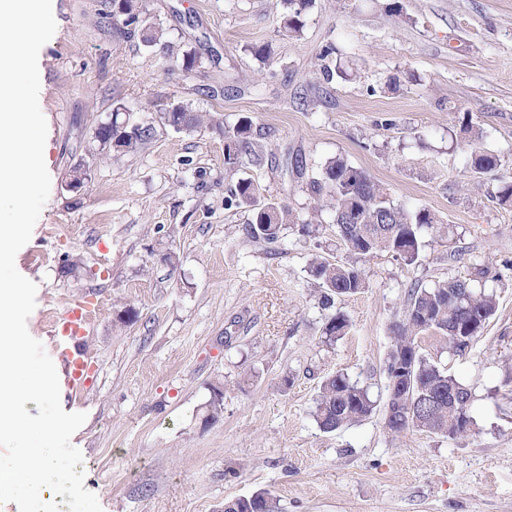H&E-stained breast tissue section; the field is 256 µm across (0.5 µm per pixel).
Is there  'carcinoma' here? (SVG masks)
<instances>
[{
  "label": "carcinoma",
  "instance_id": "carcinoma-1",
  "mask_svg": "<svg viewBox=\"0 0 512 512\" xmlns=\"http://www.w3.org/2000/svg\"><path fill=\"white\" fill-rule=\"evenodd\" d=\"M280 2L284 9L282 28L290 36L299 35L312 0ZM112 17L122 21L125 36L137 34L144 45L160 47L164 56L178 62L184 72L199 67L200 59L195 52L180 51L165 40L163 27L149 16V0H112ZM113 114L112 126L102 127L100 132L110 137L116 150L134 153L151 139L152 124L123 125L119 106ZM162 119L169 126L177 125L186 131L206 122L205 115L183 103L164 109ZM250 130L251 121L247 119L221 128L225 170L233 172L261 165L264 147L251 138ZM500 167L499 156L473 147L470 155L473 173H492ZM306 189L313 200L311 212L307 214L288 205L259 202V186L248 177L238 179L228 189L224 206L248 211L246 235L268 243L277 241L288 225L296 228L302 237H316L319 225L313 219L323 210L329 212L336 238L353 260L331 261L318 251L313 253L309 272L325 310L332 309L336 299L355 295L367 287L356 259L391 252L411 265L419 259L424 235L439 223L437 216L426 208L410 209L390 201L384 188L367 171L342 156L322 164L317 175L306 182ZM495 309L494 295L477 290L470 278L443 279L431 287L415 285L408 291L402 315L392 326L393 339L385 363L389 391L386 425L390 432L400 434L415 429L451 439L471 433L473 387L423 355L420 340L426 334L440 337L454 354L463 356ZM348 328V319L336 311L327 317L323 332L326 337L336 339ZM397 367L403 372L395 371ZM374 408L368 389L339 373L322 381L315 418L321 430L333 432L371 415ZM226 512H280V508L274 495L261 491L237 499Z\"/></svg>",
  "mask_w": 512,
  "mask_h": 512
}]
</instances>
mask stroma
<instances>
[{"mask_svg": "<svg viewBox=\"0 0 512 512\" xmlns=\"http://www.w3.org/2000/svg\"><path fill=\"white\" fill-rule=\"evenodd\" d=\"M387 2L314 0L291 38L279 0H150L167 40L200 56L187 74L119 36L106 0H52L57 28L39 54L51 189L15 264L37 286L27 328L44 349L58 312L96 309L90 382L60 400L86 415L71 443L103 512H224L260 491L282 512H512V201L497 173H472L460 131L471 114L481 147L512 173V0H398L397 15ZM263 43L268 65L245 51ZM177 103L251 121L267 156L247 175L270 201L310 209L294 160L341 155L441 223L416 264L359 260L367 286L336 302L350 327L327 341L308 260L318 246L347 258L329 214L315 239L247 237V212L224 206L237 177L223 136L164 125L160 109ZM119 106L154 126L137 152H102L94 139ZM78 167L88 180L75 193ZM483 266L497 310L469 351L421 341L473 387L472 435L392 434L384 364L411 285ZM336 373L368 387L377 408L328 433L315 399ZM217 387L224 410L211 421Z\"/></svg>", "mask_w": 512, "mask_h": 512, "instance_id": "obj_1", "label": "stroma"}]
</instances>
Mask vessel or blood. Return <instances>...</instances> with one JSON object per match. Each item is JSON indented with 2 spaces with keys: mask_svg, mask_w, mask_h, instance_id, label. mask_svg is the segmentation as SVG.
<instances>
[{
  "mask_svg": "<svg viewBox=\"0 0 512 512\" xmlns=\"http://www.w3.org/2000/svg\"><path fill=\"white\" fill-rule=\"evenodd\" d=\"M89 321V312L78 305L58 316L51 329L61 374L68 388L75 392L85 384L89 373L88 359L83 350Z\"/></svg>",
  "mask_w": 512,
  "mask_h": 512,
  "instance_id": "1",
  "label": "vessel or blood"
}]
</instances>
